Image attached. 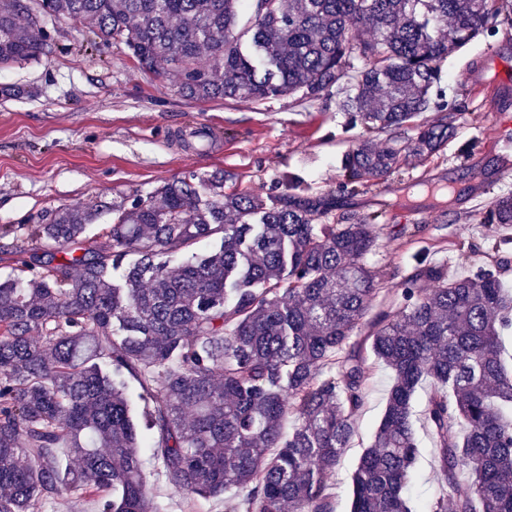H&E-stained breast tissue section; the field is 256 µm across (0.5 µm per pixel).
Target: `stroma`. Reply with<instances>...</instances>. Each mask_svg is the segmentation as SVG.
<instances>
[{
    "mask_svg": "<svg viewBox=\"0 0 512 512\" xmlns=\"http://www.w3.org/2000/svg\"><path fill=\"white\" fill-rule=\"evenodd\" d=\"M50 53L0 69V277L18 261L62 262L73 248L49 249L30 236L64 205L131 204L175 178L224 176L228 193L274 197L289 192L320 202L323 223L373 219L378 240L367 262L379 286L406 279L416 257L444 262L453 276L496 269L512 289V224L486 214L512 195L498 174L512 161V22L490 21L438 65L437 91L456 115L448 142L410 158L383 179L344 188L341 162L355 133L329 90L314 103L294 96L197 101L166 74L140 68L123 43L85 47L79 20L47 26ZM496 96L490 123L485 96ZM371 382L355 435L333 477L335 512H349L351 472L383 415L393 375L369 362ZM163 512H229L221 498L188 499L146 469Z\"/></svg>",
    "mask_w": 512,
    "mask_h": 512,
    "instance_id": "35a3bbf8",
    "label": "stroma"
}]
</instances>
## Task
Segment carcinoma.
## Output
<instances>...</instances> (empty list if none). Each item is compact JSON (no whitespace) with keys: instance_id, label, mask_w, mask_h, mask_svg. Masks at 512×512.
I'll return each mask as SVG.
<instances>
[{"instance_id":"1","label":"carcinoma","mask_w":512,"mask_h":512,"mask_svg":"<svg viewBox=\"0 0 512 512\" xmlns=\"http://www.w3.org/2000/svg\"><path fill=\"white\" fill-rule=\"evenodd\" d=\"M241 9L251 21L239 31ZM501 15L512 18V0H0V68L47 53V22L78 18L94 47L121 41L190 99L313 101L334 87L363 128L343 163L353 183L448 142L452 121L421 119L444 109L437 63ZM411 123L416 137L394 135ZM99 215L56 209L32 234L82 254L39 270L24 261L0 281V512L63 496L161 512L145 448L191 498L333 512L370 358L394 382L350 512H512V290L493 270L451 277L421 259L383 291L367 265L371 225L318 224L300 196L226 194L215 175L112 206L89 240ZM489 219L512 224V197ZM213 238L217 251L196 253ZM128 376L147 400L141 422ZM426 382L442 493L416 506L405 487Z\"/></svg>"}]
</instances>
